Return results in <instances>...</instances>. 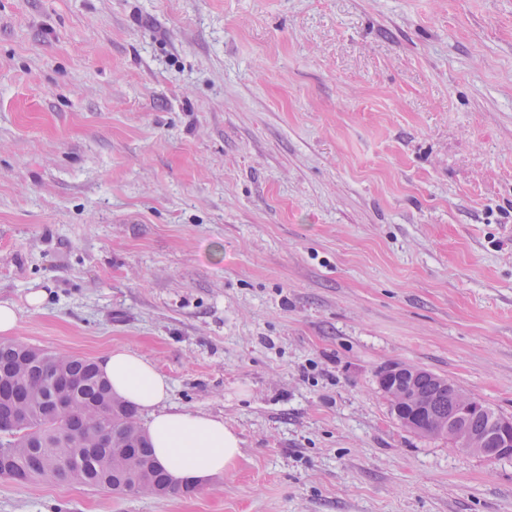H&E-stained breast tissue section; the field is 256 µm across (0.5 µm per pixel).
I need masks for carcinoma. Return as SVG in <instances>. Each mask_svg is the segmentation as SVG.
<instances>
[{
    "mask_svg": "<svg viewBox=\"0 0 512 512\" xmlns=\"http://www.w3.org/2000/svg\"><path fill=\"white\" fill-rule=\"evenodd\" d=\"M56 374L75 394L68 415L60 420L47 416L42 408L50 375ZM399 388L411 387L430 397L431 418L420 421L412 417L408 407L392 409L402 423H416L417 432L436 437L448 436L441 419L456 410L461 389L447 378L418 368L410 375L395 379ZM23 410L27 423L0 437V449L8 455L0 457V468L19 474L20 480L44 477L56 483H77L99 489L117 490L129 477L124 456L126 448H140L150 469L137 474L144 492L168 496L177 492L153 458L152 446L143 431L137 410L112 394L99 374L96 364L83 357L50 354L21 342L0 341V421L8 420L14 411ZM497 417L492 409L482 414L464 416L458 426L467 434L486 436ZM112 429L113 448L88 460L84 449L95 447V437L102 425Z\"/></svg>",
    "mask_w": 512,
    "mask_h": 512,
    "instance_id": "1",
    "label": "carcinoma"
}]
</instances>
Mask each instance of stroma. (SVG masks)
Wrapping results in <instances>:
<instances>
[{
	"label": "stroma",
	"mask_w": 512,
	"mask_h": 512,
	"mask_svg": "<svg viewBox=\"0 0 512 512\" xmlns=\"http://www.w3.org/2000/svg\"><path fill=\"white\" fill-rule=\"evenodd\" d=\"M0 300L242 440L188 493L0 477V512H512V458L377 376L512 417V0H0ZM410 371H414V373L408 376L398 375V373ZM394 375H398L394 383H397L400 389H407L399 390L395 384L392 386L393 376L390 373H385L378 380L381 391L391 403L409 404L422 415H428L430 400L432 403V416L423 422L416 418H410L412 411L409 407L394 408L391 405L392 413L403 426L406 427L405 423L414 422L416 423V432L436 437L448 436V443L458 450L490 461L512 457V418L498 416L499 414L485 406V413L464 416L458 421V426L467 434L486 437L479 439L470 435H462L453 425L454 418L448 417V413H453L456 410L458 393L463 392L456 384L445 377L407 364L397 369ZM412 388L420 394L415 393ZM421 394L429 396L430 400ZM495 417H497L496 431L487 436L493 428L492 420ZM442 418H448V421H443L448 431L441 424Z\"/></svg>",
	"instance_id": "1"
}]
</instances>
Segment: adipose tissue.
Segmentation results:
<instances>
[{"instance_id":"adipose-tissue-1","label":"adipose tissue","mask_w":512,"mask_h":512,"mask_svg":"<svg viewBox=\"0 0 512 512\" xmlns=\"http://www.w3.org/2000/svg\"><path fill=\"white\" fill-rule=\"evenodd\" d=\"M98 366L113 392L146 414L154 456L173 485L223 474L240 456V439L223 418L170 406L168 379L143 355L117 347Z\"/></svg>"}]
</instances>
